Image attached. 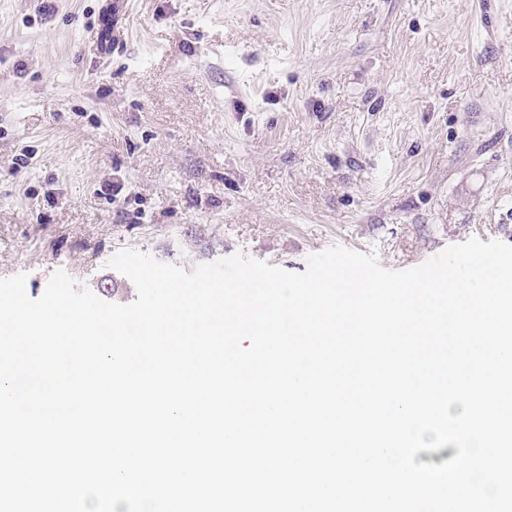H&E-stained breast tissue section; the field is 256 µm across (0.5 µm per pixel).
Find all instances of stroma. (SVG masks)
<instances>
[{"mask_svg":"<svg viewBox=\"0 0 512 512\" xmlns=\"http://www.w3.org/2000/svg\"><path fill=\"white\" fill-rule=\"evenodd\" d=\"M0 0V278L512 244V0Z\"/></svg>","mask_w":512,"mask_h":512,"instance_id":"1","label":"stroma"}]
</instances>
